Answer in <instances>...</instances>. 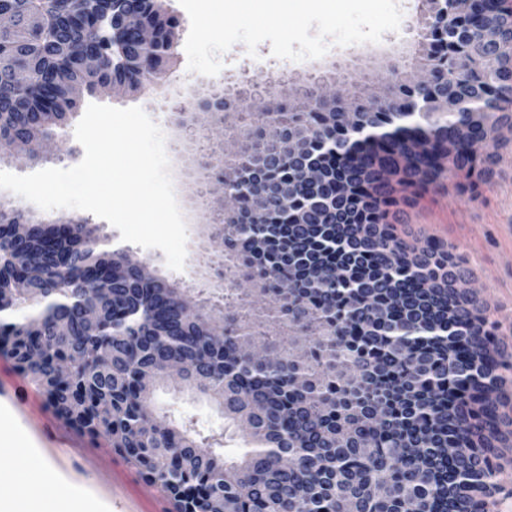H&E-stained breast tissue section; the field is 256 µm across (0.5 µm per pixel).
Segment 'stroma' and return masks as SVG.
Instances as JSON below:
<instances>
[{"mask_svg": "<svg viewBox=\"0 0 512 512\" xmlns=\"http://www.w3.org/2000/svg\"><path fill=\"white\" fill-rule=\"evenodd\" d=\"M403 17L397 31L384 33L382 43L399 60L416 39V26L423 12L415 0H398ZM328 55L335 60L336 89L350 92L351 82L360 87H374L379 78L388 76L387 66L365 52L363 45L331 46ZM223 68L213 77L188 71L184 48H177L163 83L137 91L84 96L82 105L92 103L117 108L141 107L162 129L170 161L176 198L187 226V256L183 270L167 267L161 250L146 249L123 241L110 223L83 210L55 209L41 212L35 204L6 190H0V202L10 203L45 219L81 218L99 227L113 247L128 250L145 261L158 277L183 288H199L203 280L197 263L211 242L204 238L207 222L204 209L190 198L189 183L194 170L187 142L175 125L181 108L188 106L194 92L203 87H230L263 81L266 76L288 72L298 83L318 75L316 60L295 62L272 56L269 43H261L256 56H249L243 44L233 45L222 56ZM74 125L59 130L53 150L42 165L23 159H0V171L18 175L36 172L38 167L70 168L84 156V149L74 136ZM398 234L416 246L430 239L452 244L464 254L471 270L469 287L478 301L500 325V347L512 354V144L499 148L493 174L481 188L478 199L458 192L453 181L440 180L438 187L418 206L405 209L397 220ZM0 392L14 400L6 409V421L0 428L19 434V441L0 443V469L14 466L18 458L35 454L49 459L61 483L97 503L103 512H172L173 505L165 491L144 481L124 457L115 451L106 436L92 439L75 431L59 419L48 406L41 389L20 374L12 357L0 352ZM160 411L176 419L192 421L196 430H219L224 416L204 397L170 387L155 393Z\"/></svg>", "mask_w": 512, "mask_h": 512, "instance_id": "35a3bbf8", "label": "stroma"}]
</instances>
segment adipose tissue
<instances>
[{
  "instance_id": "obj_1",
  "label": "adipose tissue",
  "mask_w": 512,
  "mask_h": 512,
  "mask_svg": "<svg viewBox=\"0 0 512 512\" xmlns=\"http://www.w3.org/2000/svg\"><path fill=\"white\" fill-rule=\"evenodd\" d=\"M56 489L52 498H43L40 487ZM0 512H96L74 491L58 483L56 473L46 460H30L15 470L0 471Z\"/></svg>"
}]
</instances>
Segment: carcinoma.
<instances>
[{
    "label": "carcinoma",
    "mask_w": 512,
    "mask_h": 512,
    "mask_svg": "<svg viewBox=\"0 0 512 512\" xmlns=\"http://www.w3.org/2000/svg\"><path fill=\"white\" fill-rule=\"evenodd\" d=\"M14 28L0 36V149L34 145L65 127L82 93L113 80L138 85L140 46L112 41V17L138 12L157 30L153 78L175 51L179 22L164 0H8ZM490 6L456 22L422 17L417 39L448 66V104L494 96L504 112H355L374 145L349 139L341 115L315 100L317 78L265 118L245 108L249 93L224 94L235 112L228 135L242 151L201 185L224 234V253L206 257L224 286L198 301L113 248L98 229L70 219L39 223L0 204V225H34L28 241L0 235V344L40 386L55 412L111 446L160 485L176 512H484L478 496L500 472L482 449L502 440L500 382L512 358L487 345L498 325L467 282L465 259L441 241L411 246L388 222L391 208L423 198L442 175L461 191L487 181L496 149L512 133V85L487 63L478 76L451 67L478 50ZM26 67L36 82L18 86ZM299 145L288 152V140ZM489 141L493 152L472 145ZM307 165L323 183H302ZM410 195L396 197L390 175ZM291 183L288 213L267 201L265 223H249L250 198L221 216L222 187ZM127 266L112 298L87 280ZM96 307L97 321L83 317ZM224 325L216 341L207 323ZM276 353L268 370L241 353ZM178 359L184 384L224 412V433L202 435L157 413L140 375ZM238 439V450L226 444ZM457 454L448 456V449Z\"/></svg>",
    "instance_id": "cac0c4a2"
}]
</instances>
